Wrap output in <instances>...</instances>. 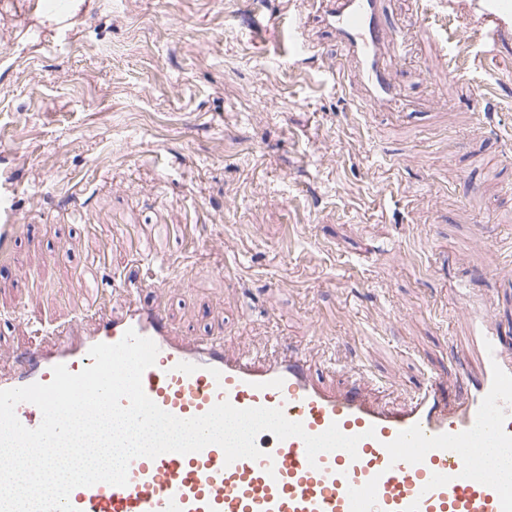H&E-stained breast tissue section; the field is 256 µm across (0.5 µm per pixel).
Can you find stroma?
<instances>
[{"instance_id":"1","label":"stroma","mask_w":512,"mask_h":512,"mask_svg":"<svg viewBox=\"0 0 512 512\" xmlns=\"http://www.w3.org/2000/svg\"><path fill=\"white\" fill-rule=\"evenodd\" d=\"M23 2L0 6V345L84 315L94 261L112 305L161 267L178 327L311 346L325 385L354 366L396 405L453 379L464 304L512 337V10L493 40L473 0H390L420 109L369 112L294 56L299 11L338 51L308 0H76L64 40Z\"/></svg>"}]
</instances>
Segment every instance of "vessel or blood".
I'll return each instance as SVG.
<instances>
[{
    "label": "vessel or blood",
    "instance_id": "vessel-or-blood-1",
    "mask_svg": "<svg viewBox=\"0 0 512 512\" xmlns=\"http://www.w3.org/2000/svg\"><path fill=\"white\" fill-rule=\"evenodd\" d=\"M71 4L28 0L27 6L62 30ZM320 4V20L341 49L339 59L327 61L328 71L347 79L372 110L410 109L395 66L408 60L410 43L384 0ZM169 285L149 270L126 279L122 306H96L90 317L52 327L49 344L12 354L10 369L0 370V390L49 383L59 364L80 372L93 363V345L117 343L132 329L158 348L142 386L164 411L191 418L225 400L242 409L278 408L308 434L335 424L359 436L357 453L324 452L312 465L301 438L281 441L263 432L256 438L263 453L257 460L226 463L216 445L187 455L137 457L126 486L75 488L69 500L77 512H512V484L483 459L485 444L512 448V342L490 331V317L464 311L474 328L480 374L456 360V397H447L435 379L398 409L368 395L357 370L343 390L328 388L315 378L305 350L276 346L269 358L257 360L230 351L221 337L184 332L165 308L143 298Z\"/></svg>",
    "mask_w": 512,
    "mask_h": 512
}]
</instances>
